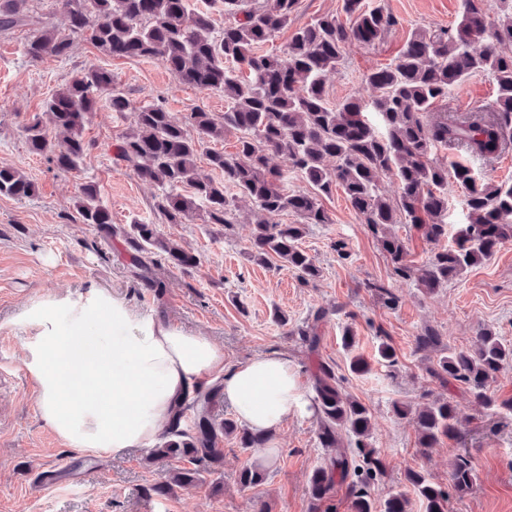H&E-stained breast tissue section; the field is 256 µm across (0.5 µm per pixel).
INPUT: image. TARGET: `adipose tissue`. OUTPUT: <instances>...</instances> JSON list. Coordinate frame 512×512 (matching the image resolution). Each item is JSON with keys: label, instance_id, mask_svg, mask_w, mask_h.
<instances>
[{"label": "adipose tissue", "instance_id": "adipose-tissue-1", "mask_svg": "<svg viewBox=\"0 0 512 512\" xmlns=\"http://www.w3.org/2000/svg\"><path fill=\"white\" fill-rule=\"evenodd\" d=\"M22 316L35 329L24 366L40 418L83 452L115 455L152 444L177 403L215 384L237 417L260 432L309 411L285 354L226 365L209 338L140 314L100 288L79 300L47 297Z\"/></svg>", "mask_w": 512, "mask_h": 512}]
</instances>
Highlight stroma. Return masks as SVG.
<instances>
[{
    "instance_id": "1",
    "label": "stroma",
    "mask_w": 512,
    "mask_h": 512,
    "mask_svg": "<svg viewBox=\"0 0 512 512\" xmlns=\"http://www.w3.org/2000/svg\"><path fill=\"white\" fill-rule=\"evenodd\" d=\"M398 24L367 48L347 46L342 64L325 77L331 102L352 97L369 100L370 71L392 62L413 31L452 27L460 0H377ZM344 17L343 0H299L290 27L268 41L264 52L281 54L295 28L325 16ZM25 30L0 34V164L23 171L36 185L33 196L0 198V512H352L350 481L337 482L330 497L314 506L309 496L312 472L326 466L330 449L318 438L316 415H293L274 433L275 457L267 479L255 488L240 485L243 466L263 463L264 449L241 450L235 438L224 440V466L194 487L174 488L164 498L148 496L176 461L152 463L149 451L133 448L115 456L81 452L65 444L42 422L35 386L24 367V342L34 330L20 319L29 304L50 295L85 296L103 288L124 297L139 312L150 313L205 336L224 350L227 364L278 350L296 366L307 397H314L319 363L334 366L345 393L364 402L372 414L368 445L384 459L371 485L376 503L404 487V473L424 467L433 481L447 484L450 461L470 452L478 474L475 491L452 499L449 512H512V412H491L477 405L459 385L433 378L437 352L417 349L415 338L427 326L449 347L471 348L489 329L512 342V242L491 259L433 294L395 275L378 236L361 224L341 189L321 203L330 221L310 224L300 246L315 261L319 276L301 281L279 259L250 255L255 226L249 206H241L230 227L193 220L164 224V237L197 255L196 267L178 269L155 254L161 292L147 288L131 262L123 238H108L96 226L73 221L80 185L95 181L113 223L150 222L155 186L140 181L114 160L113 144L128 123L100 103L84 130L92 147L80 173H63L24 144L22 120L39 112L42 101L81 67L95 63L111 70L117 89L134 105L162 104L173 120L204 109L223 112L220 93L204 94L183 85L156 59H112L90 43L75 41L67 58L30 63ZM400 297L386 307L375 285ZM327 316L314 321L318 308ZM288 317L280 324L275 312ZM316 325L317 347H309L299 329ZM356 344L347 349L345 331ZM387 339L396 367L378 362L376 349ZM370 365L358 375L349 369L352 355ZM443 398L458 411V432L429 453L418 445L412 413ZM409 407V416L397 414Z\"/></svg>"
}]
</instances>
